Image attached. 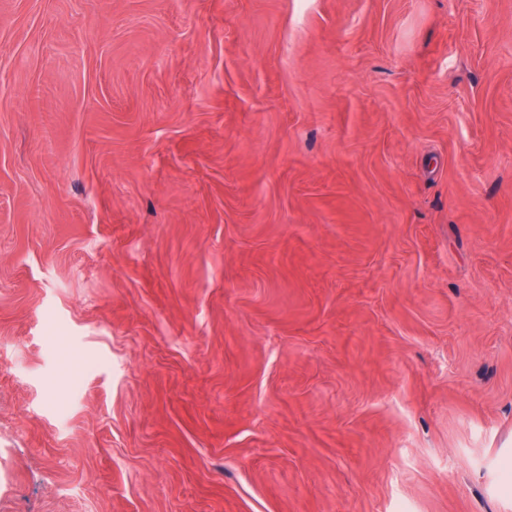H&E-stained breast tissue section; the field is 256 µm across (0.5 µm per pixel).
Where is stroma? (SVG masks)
<instances>
[{"label": "stroma", "mask_w": 512, "mask_h": 512, "mask_svg": "<svg viewBox=\"0 0 512 512\" xmlns=\"http://www.w3.org/2000/svg\"><path fill=\"white\" fill-rule=\"evenodd\" d=\"M0 512H512V0H0Z\"/></svg>", "instance_id": "1"}]
</instances>
